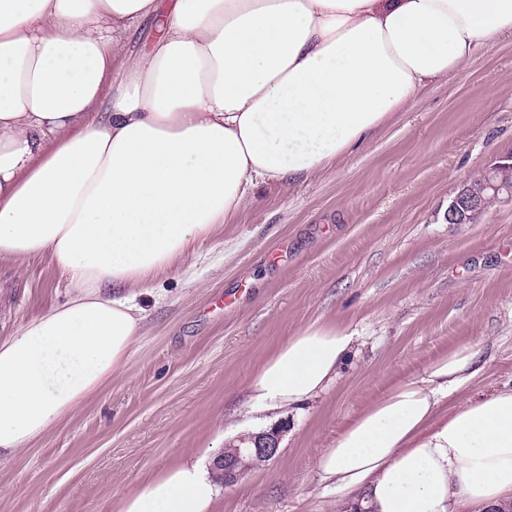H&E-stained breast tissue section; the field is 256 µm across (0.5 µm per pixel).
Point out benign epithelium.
<instances>
[{"mask_svg": "<svg viewBox=\"0 0 512 512\" xmlns=\"http://www.w3.org/2000/svg\"><path fill=\"white\" fill-rule=\"evenodd\" d=\"M492 192L496 202L512 203V153L495 160L475 178L457 187L448 204L445 220L449 224H476L486 210L482 192ZM282 430L272 428L251 436L252 448H237L234 452L221 451L214 458V466L224 471V484L231 485L252 470L257 458L271 461L279 451Z\"/></svg>", "mask_w": 512, "mask_h": 512, "instance_id": "7a95c632", "label": "benign epithelium"}]
</instances>
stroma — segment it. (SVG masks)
Segmentation results:
<instances>
[{
    "mask_svg": "<svg viewBox=\"0 0 512 512\" xmlns=\"http://www.w3.org/2000/svg\"><path fill=\"white\" fill-rule=\"evenodd\" d=\"M512 150V34L346 161L285 190L265 186L199 256L143 298L120 373L36 445L0 459V512H118L121 498L252 429L246 386L304 326L353 333L340 378L280 417L278 456L221 487L213 512H343L319 453L397 383L470 345L479 371L439 416L512 386V204L446 223L456 187ZM49 256L0 261V336L63 302Z\"/></svg>",
    "mask_w": 512,
    "mask_h": 512,
    "instance_id": "stroma-1",
    "label": "stroma"
}]
</instances>
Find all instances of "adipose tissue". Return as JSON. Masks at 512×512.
Masks as SVG:
<instances>
[{
	"mask_svg": "<svg viewBox=\"0 0 512 512\" xmlns=\"http://www.w3.org/2000/svg\"><path fill=\"white\" fill-rule=\"evenodd\" d=\"M0 0V260L49 255L63 304L0 336V458L41 439L122 370L143 296L263 185L347 159L417 91L512 32V0ZM354 337L299 329L250 378L254 410L295 409ZM465 346L380 397L317 460L362 512L512 503V388L434 422L472 375ZM209 465L180 460L119 512H211Z\"/></svg>",
	"mask_w": 512,
	"mask_h": 512,
	"instance_id": "adipose-tissue-1",
	"label": "adipose tissue"
}]
</instances>
